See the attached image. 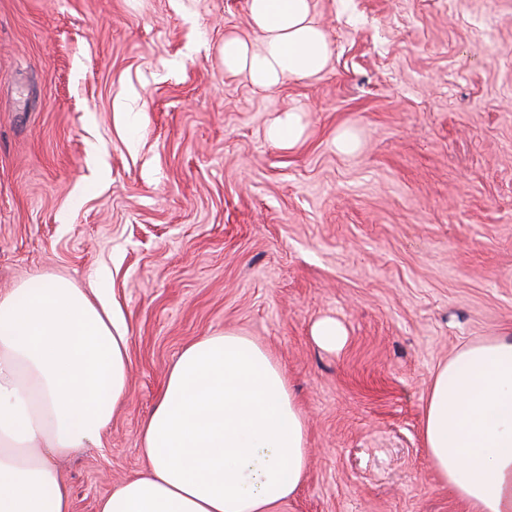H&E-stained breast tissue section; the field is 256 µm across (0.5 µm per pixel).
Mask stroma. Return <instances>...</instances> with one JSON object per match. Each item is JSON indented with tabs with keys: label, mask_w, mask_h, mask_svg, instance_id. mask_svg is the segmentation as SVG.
Here are the masks:
<instances>
[{
	"label": "stroma",
	"mask_w": 512,
	"mask_h": 512,
	"mask_svg": "<svg viewBox=\"0 0 512 512\" xmlns=\"http://www.w3.org/2000/svg\"><path fill=\"white\" fill-rule=\"evenodd\" d=\"M313 6L328 67L261 91L219 53L247 0H0V291L106 278L129 336L124 403L57 462L72 512L144 470L170 368L227 330L306 418L279 512H469L422 421L439 365L512 335V0ZM288 109L306 130L281 150ZM300 110L289 109L279 115L268 130L269 140L277 147L293 148L304 134ZM313 336L319 345L329 349H338L346 341L345 329L333 318L319 320L313 328Z\"/></svg>",
	"instance_id": "1"
}]
</instances>
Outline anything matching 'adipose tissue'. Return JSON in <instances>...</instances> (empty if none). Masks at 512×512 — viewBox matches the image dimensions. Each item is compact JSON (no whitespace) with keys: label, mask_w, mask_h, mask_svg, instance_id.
<instances>
[{"label":"adipose tissue","mask_w":512,"mask_h":512,"mask_svg":"<svg viewBox=\"0 0 512 512\" xmlns=\"http://www.w3.org/2000/svg\"><path fill=\"white\" fill-rule=\"evenodd\" d=\"M248 13L260 40L225 34V71L260 90L325 71L330 45L312 0H248ZM128 374V338L103 286L37 277L0 293V512H72L55 461L98 444ZM423 439L433 472L471 512H512V336L439 366ZM141 445L145 473L97 512H278L308 466L284 373L232 332L181 352Z\"/></svg>","instance_id":"adipose-tissue-1"}]
</instances>
